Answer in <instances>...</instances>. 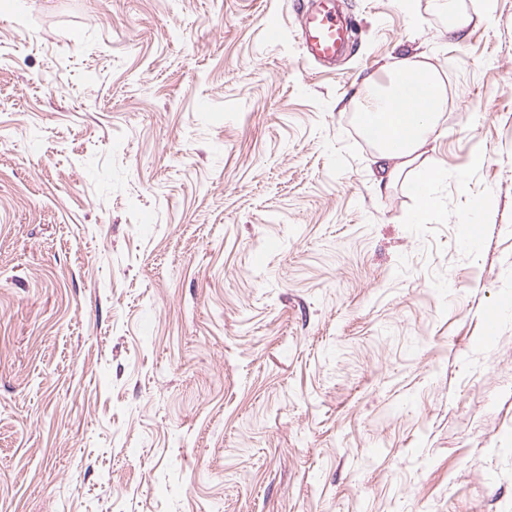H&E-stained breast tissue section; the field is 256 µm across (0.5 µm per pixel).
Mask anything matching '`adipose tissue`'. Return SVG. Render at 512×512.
Listing matches in <instances>:
<instances>
[{
    "label": "adipose tissue",
    "instance_id": "ef3b65f1",
    "mask_svg": "<svg viewBox=\"0 0 512 512\" xmlns=\"http://www.w3.org/2000/svg\"><path fill=\"white\" fill-rule=\"evenodd\" d=\"M388 83L375 74L359 81L357 119L364 133L391 161L388 181H395L423 153L430 139L440 136L439 118L448 94L436 70L422 60L405 57L389 70Z\"/></svg>",
    "mask_w": 512,
    "mask_h": 512
}]
</instances>
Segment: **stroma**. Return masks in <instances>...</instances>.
<instances>
[{
	"label": "stroma",
	"mask_w": 512,
	"mask_h": 512,
	"mask_svg": "<svg viewBox=\"0 0 512 512\" xmlns=\"http://www.w3.org/2000/svg\"><path fill=\"white\" fill-rule=\"evenodd\" d=\"M337 3L333 71L297 0H0V512H512V0ZM407 55L427 224L354 112ZM309 1L310 6L295 13L298 37L311 60L332 63L347 46L350 22L340 17L335 0ZM434 2L438 10L448 14L449 31L458 37H465L473 18L466 11L456 9L454 0H436ZM440 175L428 168H422L413 181V189L416 196L423 200V205L415 210L410 217L413 224H426L431 218L432 214L429 209V202L432 200L435 193Z\"/></svg>",
	"instance_id": "35a3bbf8"
}]
</instances>
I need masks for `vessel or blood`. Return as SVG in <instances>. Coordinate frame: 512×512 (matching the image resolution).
Returning a JSON list of instances; mask_svg holds the SVG:
<instances>
[{"label":"vessel or blood","mask_w":512,"mask_h":512,"mask_svg":"<svg viewBox=\"0 0 512 512\" xmlns=\"http://www.w3.org/2000/svg\"><path fill=\"white\" fill-rule=\"evenodd\" d=\"M297 34L307 56L320 64L334 62L347 46L350 24L336 10V0H312L296 11Z\"/></svg>","instance_id":"b4317fda"}]
</instances>
